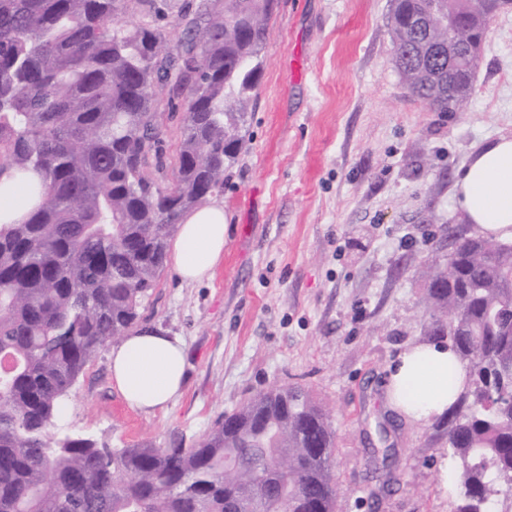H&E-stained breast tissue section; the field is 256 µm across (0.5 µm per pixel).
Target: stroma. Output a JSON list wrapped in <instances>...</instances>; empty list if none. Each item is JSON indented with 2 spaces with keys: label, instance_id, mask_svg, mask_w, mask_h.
Listing matches in <instances>:
<instances>
[{
  "label": "stroma",
  "instance_id": "1",
  "mask_svg": "<svg viewBox=\"0 0 512 512\" xmlns=\"http://www.w3.org/2000/svg\"><path fill=\"white\" fill-rule=\"evenodd\" d=\"M391 0H280L245 146L218 200L224 262L188 283L165 265L138 327L179 337L185 388L132 409L103 348L65 400L64 431L103 448L190 446L225 413L299 384L336 430V512H456L445 419L387 412L402 347L429 339L423 267L443 224L464 225L454 182L478 144L512 134V8L490 24L467 111L409 92L393 61Z\"/></svg>",
  "mask_w": 512,
  "mask_h": 512
}]
</instances>
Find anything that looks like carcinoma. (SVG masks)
Returning a JSON list of instances; mask_svg holds the SVG:
<instances>
[{"instance_id": "carcinoma-1", "label": "carcinoma", "mask_w": 512, "mask_h": 512, "mask_svg": "<svg viewBox=\"0 0 512 512\" xmlns=\"http://www.w3.org/2000/svg\"><path fill=\"white\" fill-rule=\"evenodd\" d=\"M397 68L466 110L482 36L512 0H392ZM279 0H0V179L38 202L0 224V512H336L335 430L299 385L259 392L189 448L59 431L66 396L135 325L186 213L224 192ZM134 15L129 25L124 18ZM183 37L172 42L169 30ZM179 108L168 161L161 108ZM430 330L468 371L448 413L457 512L512 492V242L448 226Z\"/></svg>"}]
</instances>
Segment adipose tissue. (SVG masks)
Here are the masks:
<instances>
[{
    "instance_id": "obj_1",
    "label": "adipose tissue",
    "mask_w": 512,
    "mask_h": 512,
    "mask_svg": "<svg viewBox=\"0 0 512 512\" xmlns=\"http://www.w3.org/2000/svg\"><path fill=\"white\" fill-rule=\"evenodd\" d=\"M458 208L474 234L512 240V136L476 149L455 182ZM228 224L223 204L208 202L188 213L170 242L183 281L212 279L224 259ZM183 342L152 329L133 332L111 352L112 380L126 403L143 412L165 409L183 391ZM466 370L451 342L407 344L387 377V405L406 419L427 424L454 407Z\"/></svg>"
}]
</instances>
